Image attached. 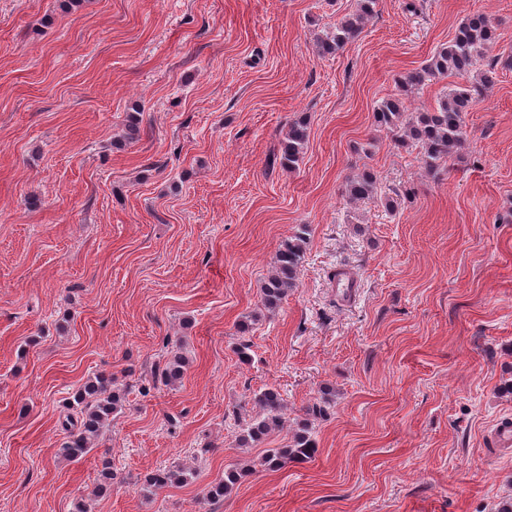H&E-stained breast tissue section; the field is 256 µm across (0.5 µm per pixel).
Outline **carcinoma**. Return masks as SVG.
Here are the masks:
<instances>
[{
    "instance_id": "carcinoma-1",
    "label": "carcinoma",
    "mask_w": 512,
    "mask_h": 512,
    "mask_svg": "<svg viewBox=\"0 0 512 512\" xmlns=\"http://www.w3.org/2000/svg\"><path fill=\"white\" fill-rule=\"evenodd\" d=\"M377 0H357L356 8L336 22L317 42L321 56L332 55L355 41L365 24L376 12ZM496 40V28L483 13H474L462 20L448 43L437 48L426 64L410 72L400 81V94L382 99L374 109V121L379 128L391 134L401 148H416L421 154L427 172L434 173L439 166L459 154L465 131L464 112L468 111L475 96L493 83L494 65L482 70L478 63L484 51ZM454 76L461 83L451 89L431 112H409L404 96L429 78ZM308 140V123L304 118L292 121L280 142L276 155L282 168L293 170L302 159ZM379 184L375 174L367 169L347 178L346 194L351 201H364L378 196ZM306 232L301 230L280 245L274 257L272 272L261 288V302L265 309H276L297 286L301 271ZM188 358L177 345H171L170 357L158 368L157 378L165 385L179 381L186 370ZM261 412L242 423L238 436L239 447L250 448L263 437L283 427L286 405L281 393L266 388L255 395ZM121 406L116 378L96 375L88 378L70 402L72 414L66 418L68 435L60 454L69 460H78L92 451L91 445L102 431L106 420ZM317 451L312 422L305 419L293 440L284 448H274L262 458L263 466L276 470L288 462L304 463ZM237 479L236 472L225 473L224 480L210 485L207 497L216 501L224 498ZM186 481L182 466L172 465L158 469L144 477L147 488L157 491Z\"/></svg>"
}]
</instances>
